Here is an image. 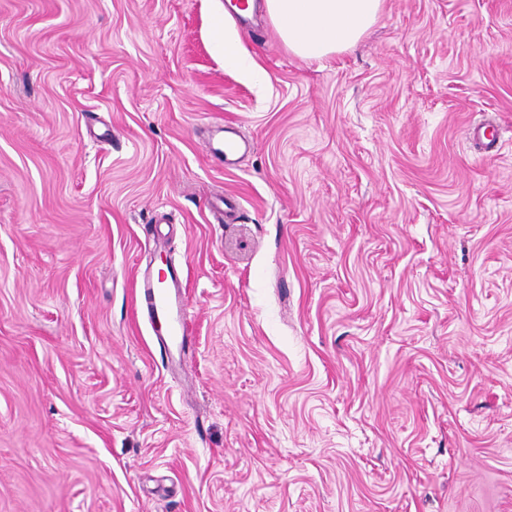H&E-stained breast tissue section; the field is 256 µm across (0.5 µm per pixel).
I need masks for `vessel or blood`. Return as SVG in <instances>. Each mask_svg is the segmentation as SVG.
Returning <instances> with one entry per match:
<instances>
[{
	"label": "vessel or blood",
	"mask_w": 512,
	"mask_h": 512,
	"mask_svg": "<svg viewBox=\"0 0 512 512\" xmlns=\"http://www.w3.org/2000/svg\"><path fill=\"white\" fill-rule=\"evenodd\" d=\"M136 285L155 321L164 323L161 344L169 361H182L190 341L184 289L177 270H170L164 283H156L150 272L138 273Z\"/></svg>",
	"instance_id": "1"
}]
</instances>
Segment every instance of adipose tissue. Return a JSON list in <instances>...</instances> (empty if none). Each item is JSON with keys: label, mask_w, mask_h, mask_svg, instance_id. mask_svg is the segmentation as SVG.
Returning a JSON list of instances; mask_svg holds the SVG:
<instances>
[{"label": "adipose tissue", "mask_w": 512, "mask_h": 512, "mask_svg": "<svg viewBox=\"0 0 512 512\" xmlns=\"http://www.w3.org/2000/svg\"><path fill=\"white\" fill-rule=\"evenodd\" d=\"M381 5L382 0H265L280 38L303 60L355 46L377 21Z\"/></svg>", "instance_id": "obj_1"}]
</instances>
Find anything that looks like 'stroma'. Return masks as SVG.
<instances>
[{
    "label": "stroma",
    "mask_w": 512,
    "mask_h": 512,
    "mask_svg": "<svg viewBox=\"0 0 512 512\" xmlns=\"http://www.w3.org/2000/svg\"><path fill=\"white\" fill-rule=\"evenodd\" d=\"M224 9L0 0V512H512V0L309 62ZM241 38L238 32L232 26H224L218 48L224 51V62L228 66L238 67L243 75L248 78L258 79L259 73L246 62V58L241 53ZM165 279L161 281L162 284L156 283L151 273L144 270L138 272L136 285L154 320L165 325V335L160 345L164 347L166 357L171 363H181L191 337L184 287L175 267L169 271V278Z\"/></svg>",
    "instance_id": "1"
}]
</instances>
